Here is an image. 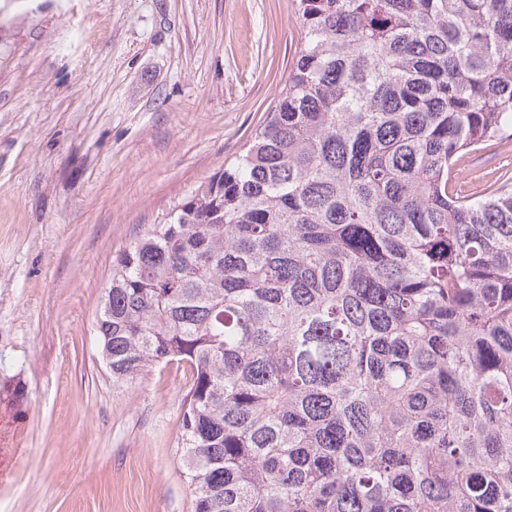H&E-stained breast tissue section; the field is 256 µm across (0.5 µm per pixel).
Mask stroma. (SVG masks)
Returning <instances> with one entry per match:
<instances>
[{"label": "stroma", "instance_id": "stroma-1", "mask_svg": "<svg viewBox=\"0 0 512 512\" xmlns=\"http://www.w3.org/2000/svg\"><path fill=\"white\" fill-rule=\"evenodd\" d=\"M0 9V512H193L185 372L118 384L94 332L115 251L234 160L288 79L296 0ZM478 193L512 139L467 155Z\"/></svg>", "mask_w": 512, "mask_h": 512}]
</instances>
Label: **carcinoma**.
<instances>
[{
  "label": "carcinoma",
  "mask_w": 512,
  "mask_h": 512,
  "mask_svg": "<svg viewBox=\"0 0 512 512\" xmlns=\"http://www.w3.org/2000/svg\"><path fill=\"white\" fill-rule=\"evenodd\" d=\"M235 161L112 255L124 383L189 368L194 512H512V0H298ZM459 174L470 193H480L493 171H512V139L467 155L459 162Z\"/></svg>",
  "instance_id": "1"
}]
</instances>
